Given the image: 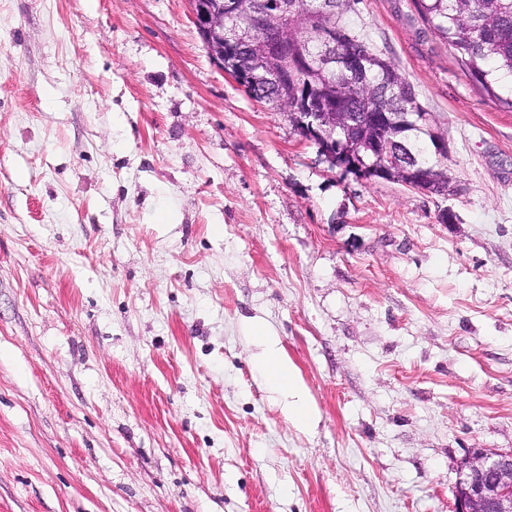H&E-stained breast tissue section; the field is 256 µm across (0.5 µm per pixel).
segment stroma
Returning <instances> with one entry per match:
<instances>
[{"label":"stroma","mask_w":512,"mask_h":512,"mask_svg":"<svg viewBox=\"0 0 512 512\" xmlns=\"http://www.w3.org/2000/svg\"><path fill=\"white\" fill-rule=\"evenodd\" d=\"M343 21L447 194L331 167L187 0H0V512H453L459 460L512 448V110L413 0ZM258 367L269 385L288 391V420L300 428H305L314 411L298 383L295 370L279 358L272 344L269 345L266 356L258 362Z\"/></svg>","instance_id":"obj_1"}]
</instances>
